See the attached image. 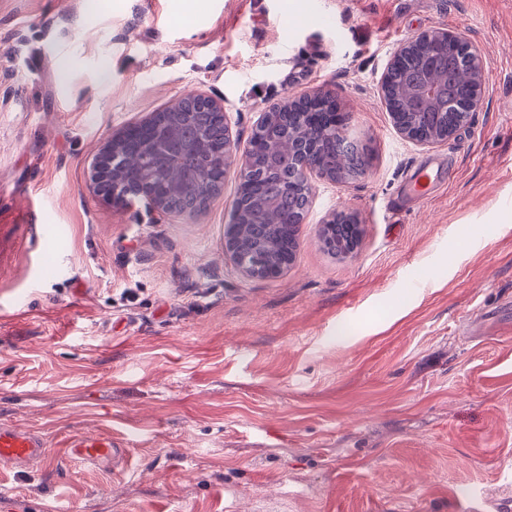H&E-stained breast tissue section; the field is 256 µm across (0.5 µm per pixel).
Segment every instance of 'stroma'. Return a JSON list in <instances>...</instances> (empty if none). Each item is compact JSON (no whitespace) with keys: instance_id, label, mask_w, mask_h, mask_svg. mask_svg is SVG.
Returning a JSON list of instances; mask_svg holds the SVG:
<instances>
[{"instance_id":"1","label":"stroma","mask_w":512,"mask_h":512,"mask_svg":"<svg viewBox=\"0 0 512 512\" xmlns=\"http://www.w3.org/2000/svg\"><path fill=\"white\" fill-rule=\"evenodd\" d=\"M477 42L471 127L400 137L377 80L413 36ZM202 89L240 149L257 112L320 90L371 149L317 186L295 262L224 255L239 184L154 222L88 187L102 142ZM428 167L432 193L407 179ZM352 205L356 257L325 217ZM0 423L51 463L0 469V512H460L512 499V0H0ZM128 438L81 464L74 433ZM342 222H347L350 224H338ZM357 218L354 214V212L350 209H344L341 211H337L334 213L330 219H328L323 225H322V231H321V237H322V243L325 248L330 250L332 253L336 254L338 257L342 258H350L353 257L359 248L360 241H361V235L360 232H358L353 238L350 240L345 239H331L330 241H326V238L328 237V231L330 228L335 224L336 232L339 234H347L350 230L351 224H354L356 228H359V225L357 224Z\"/></svg>"}]
</instances>
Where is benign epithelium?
I'll return each instance as SVG.
<instances>
[{
  "mask_svg": "<svg viewBox=\"0 0 512 512\" xmlns=\"http://www.w3.org/2000/svg\"><path fill=\"white\" fill-rule=\"evenodd\" d=\"M422 36H414L403 43L392 55L378 79V87L382 100L386 97V79L393 66L409 55L423 43ZM436 49H448L450 44H467L472 48L477 45L470 38L448 30H434L427 33V40ZM482 82V66L463 70L458 78V84L465 91H479ZM194 99L204 107L224 118V146L215 150L205 134L201 131L194 144V149L208 160L229 170L231 165L238 167V179L241 183L251 180L255 173L267 167L270 155L278 141L268 139L271 129V111L265 110L258 114L254 122L250 147L243 153H238V141L233 135L232 122L229 113L224 110V101L196 90L180 99L171 102L164 110L123 126L118 132L108 137L96 153L89 175V188L97 196L109 202L123 203L129 198H135L149 207L158 216L170 218L175 212L168 207L171 194L186 185L190 177L179 168L170 158L160 159L148 166L144 159L134 155L128 150V143L135 138H152L158 142L166 139V129L186 119L187 114L182 112L183 102ZM304 105L307 107V116L314 118L321 115L332 117V122L321 127L322 136L319 140L306 139L303 142L300 158L302 164L301 186L309 196H314L315 184L318 181L336 182L324 163V153L321 141L333 140L346 136V129L351 120L350 114L340 111L336 99L327 93L314 92L295 99L287 97L276 103V108ZM397 133L421 147H432L456 138L458 130H445L429 140H419L411 133V126L407 119L401 116H392ZM280 145V144H278ZM281 149L289 148L283 143ZM347 222L357 224V218L350 209L334 213L322 225L321 237L324 238L325 248L338 257L350 258L357 253L361 235L357 234L349 240H327L328 231L338 223ZM224 252L232 261L240 274L247 279L269 280L285 275L294 263V256L286 255L278 258L252 257L244 253L236 238L233 225L225 227Z\"/></svg>",
  "mask_w": 512,
  "mask_h": 512,
  "instance_id": "obj_1",
  "label": "benign epithelium"
}]
</instances>
